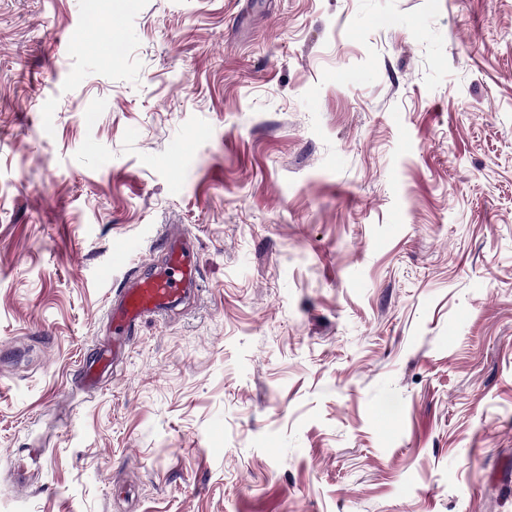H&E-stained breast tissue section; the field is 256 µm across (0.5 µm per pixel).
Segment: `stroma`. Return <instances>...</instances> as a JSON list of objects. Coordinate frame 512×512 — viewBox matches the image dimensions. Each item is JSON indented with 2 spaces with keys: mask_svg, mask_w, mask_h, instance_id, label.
Masks as SVG:
<instances>
[{
  "mask_svg": "<svg viewBox=\"0 0 512 512\" xmlns=\"http://www.w3.org/2000/svg\"><path fill=\"white\" fill-rule=\"evenodd\" d=\"M0 512H512V0H0ZM165 251L164 263L151 277L128 280L119 299L112 303L108 337L100 348L96 366L85 372L89 384L95 383L101 371L111 366L140 323L176 307L186 288L201 286L192 242L188 238L168 237Z\"/></svg>",
  "mask_w": 512,
  "mask_h": 512,
  "instance_id": "obj_1",
  "label": "stroma"
}]
</instances>
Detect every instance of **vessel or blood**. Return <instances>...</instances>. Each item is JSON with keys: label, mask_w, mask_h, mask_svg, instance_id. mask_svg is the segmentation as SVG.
Masks as SVG:
<instances>
[{"label": "vessel or blood", "mask_w": 512, "mask_h": 512, "mask_svg": "<svg viewBox=\"0 0 512 512\" xmlns=\"http://www.w3.org/2000/svg\"><path fill=\"white\" fill-rule=\"evenodd\" d=\"M165 251L163 264L151 277L127 281L119 299L113 302L108 336L100 348L95 367L85 373L86 382L95 383L100 372L110 367L140 323L162 316L180 303L186 289L199 287L191 241L184 237L167 238Z\"/></svg>", "instance_id": "obj_1"}]
</instances>
